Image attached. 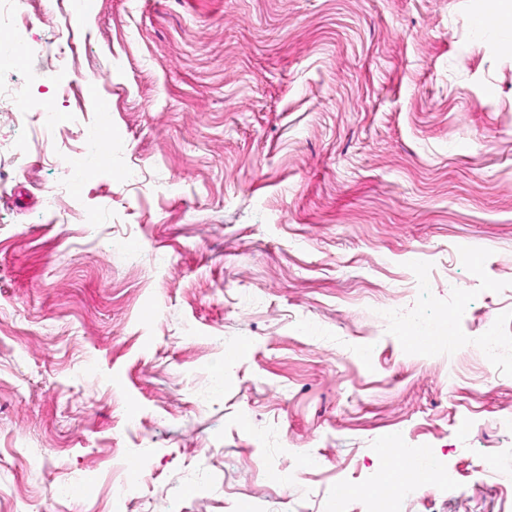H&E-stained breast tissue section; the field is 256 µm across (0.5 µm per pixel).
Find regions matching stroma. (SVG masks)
<instances>
[{
    "instance_id": "stroma-1",
    "label": "stroma",
    "mask_w": 512,
    "mask_h": 512,
    "mask_svg": "<svg viewBox=\"0 0 512 512\" xmlns=\"http://www.w3.org/2000/svg\"><path fill=\"white\" fill-rule=\"evenodd\" d=\"M483 11L28 0L0 62V512H116L132 461V512H365L400 426L455 475L406 512H512V358L478 349L490 319L512 338V45ZM393 297L453 346L406 344ZM300 452L322 466L292 482Z\"/></svg>"
}]
</instances>
